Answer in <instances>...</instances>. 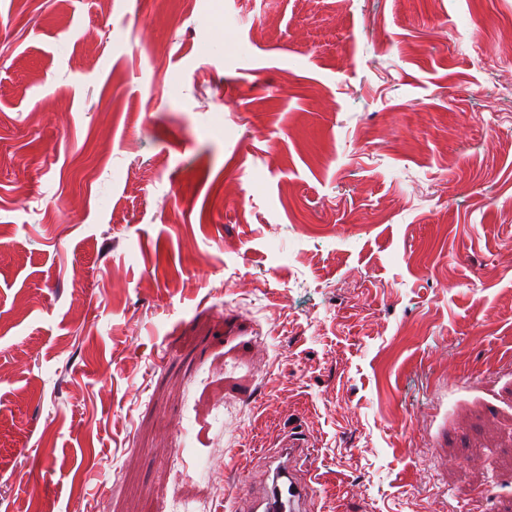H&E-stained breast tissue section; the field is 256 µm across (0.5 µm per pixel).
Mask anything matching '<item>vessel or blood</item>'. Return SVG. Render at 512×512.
I'll return each instance as SVG.
<instances>
[{
  "label": "vessel or blood",
  "instance_id": "obj_1",
  "mask_svg": "<svg viewBox=\"0 0 512 512\" xmlns=\"http://www.w3.org/2000/svg\"><path fill=\"white\" fill-rule=\"evenodd\" d=\"M309 446L303 432H288L271 456L263 490L246 498L243 512H308L316 471Z\"/></svg>",
  "mask_w": 512,
  "mask_h": 512
}]
</instances>
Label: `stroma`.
<instances>
[{
  "mask_svg": "<svg viewBox=\"0 0 512 512\" xmlns=\"http://www.w3.org/2000/svg\"><path fill=\"white\" fill-rule=\"evenodd\" d=\"M509 72L512 0H0V512L291 430L315 512H512Z\"/></svg>",
  "mask_w": 512,
  "mask_h": 512,
  "instance_id": "1",
  "label": "stroma"
}]
</instances>
